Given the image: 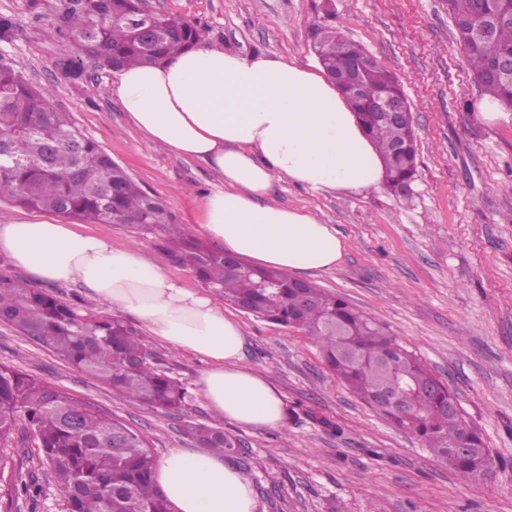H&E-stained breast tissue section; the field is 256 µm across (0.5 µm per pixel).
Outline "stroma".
<instances>
[{
	"label": "stroma",
	"instance_id": "35a3bbf8",
	"mask_svg": "<svg viewBox=\"0 0 512 512\" xmlns=\"http://www.w3.org/2000/svg\"><path fill=\"white\" fill-rule=\"evenodd\" d=\"M50 0H0L15 35L0 43L54 109L70 113L175 223L192 229L199 202L219 186L203 162L166 152L132 126L114 92L115 73L71 82L55 68L59 43L46 40ZM149 9L195 23L204 38L248 56L317 65L313 27L334 13L346 36L397 74L412 105L418 143L414 198L388 189L315 194L275 181L272 202L312 213L346 242L340 265L306 281L343 296L386 323L447 384L480 432L495 464L488 477L463 481L422 441L361 403L323 364L303 331L257 320L232 306L245 336L244 363L283 395L277 430L239 427L209 409L196 380L206 362L152 337L147 350L191 394L179 413L112 395L12 327L0 323V364L95 401L140 432L155 457L194 447L187 422L224 429L247 451L237 466L250 478L259 512H512V110L485 121V94L473 82L441 0H146ZM91 232L131 245L184 287L194 273L172 263L158 236L124 224ZM9 469L0 481V512H69L26 427L0 442ZM36 479L38 502L9 499L13 485Z\"/></svg>",
	"mask_w": 512,
	"mask_h": 512
}]
</instances>
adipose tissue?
<instances>
[{
	"mask_svg": "<svg viewBox=\"0 0 512 512\" xmlns=\"http://www.w3.org/2000/svg\"><path fill=\"white\" fill-rule=\"evenodd\" d=\"M115 92L155 144L219 175L195 229L252 265L308 273L332 270L343 257L336 227L269 202L275 180L316 194L382 187V157L346 95L308 68L204 40L158 66L120 71ZM0 253L30 281L80 285L176 350L205 359L198 392L225 420L257 430L282 423L280 392L243 363L240 324L216 297L181 286L135 247L19 218L0 224ZM152 480L177 512H258L249 477L210 450H169Z\"/></svg>",
	"mask_w": 512,
	"mask_h": 512,
	"instance_id": "obj_1",
	"label": "adipose tissue"
}]
</instances>
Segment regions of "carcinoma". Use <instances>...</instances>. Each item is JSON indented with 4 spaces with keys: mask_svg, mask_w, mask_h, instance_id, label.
Instances as JSON below:
<instances>
[{
    "mask_svg": "<svg viewBox=\"0 0 512 512\" xmlns=\"http://www.w3.org/2000/svg\"><path fill=\"white\" fill-rule=\"evenodd\" d=\"M457 40L475 84L488 96L512 98V86L486 78L488 63L512 54V21L474 40L467 22L512 12V0H446ZM53 20L44 35L65 47L56 68L119 71L161 63L202 40L203 30L166 15H145L140 0H52ZM320 65L374 139L389 186L416 172L413 122L383 124L363 111V99L402 93L399 79L376 65L354 92L341 85L350 59L366 51L344 38L342 26L314 28ZM0 197L31 210L87 224H130L160 235L171 260L189 268L227 304L255 318L313 337L327 369L362 403L394 427L423 441L461 480L486 477L494 461L456 398L414 351L387 328L342 297L304 283L280 269L231 265L224 251L189 236L170 222L163 203L66 112L29 83L13 60L0 54ZM0 322L112 388L119 400L179 412L190 394L184 384L154 366L140 332L117 318L96 317L83 300L59 299L25 280L0 274ZM24 424L38 441L69 512H175L152 482L155 456L145 438L98 405L0 364V440ZM197 443L225 456H242V441L224 430L189 422Z\"/></svg>",
    "mask_w": 512,
    "mask_h": 512,
    "instance_id": "cac0c4a2",
    "label": "carcinoma"
}]
</instances>
